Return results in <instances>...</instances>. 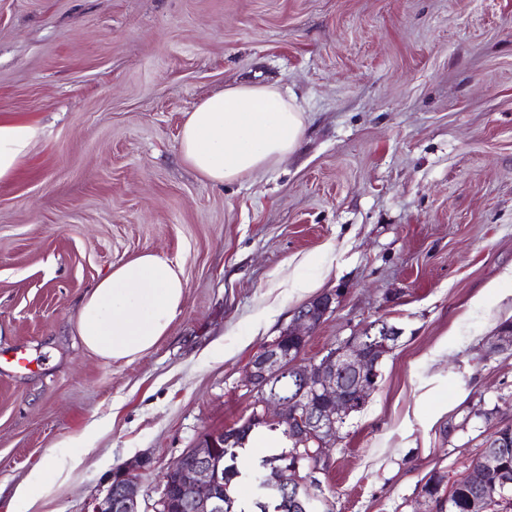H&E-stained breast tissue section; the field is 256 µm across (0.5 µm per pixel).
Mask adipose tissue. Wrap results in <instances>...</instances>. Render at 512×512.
Masks as SVG:
<instances>
[{
	"label": "adipose tissue",
	"instance_id": "obj_1",
	"mask_svg": "<svg viewBox=\"0 0 512 512\" xmlns=\"http://www.w3.org/2000/svg\"><path fill=\"white\" fill-rule=\"evenodd\" d=\"M304 131L303 114L276 85L235 84L203 99L187 113L180 135L184 161L221 185L273 167L293 153ZM33 125L0 119V181L10 179L30 154ZM179 265L151 252L113 267L82 297L79 334L105 359L135 357L164 336L183 307ZM79 455L48 457L41 470L17 483L11 500L30 512L47 489V472L77 467Z\"/></svg>",
	"mask_w": 512,
	"mask_h": 512
}]
</instances>
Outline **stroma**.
Returning a JSON list of instances; mask_svg holds the SVG:
<instances>
[{
	"instance_id": "35a3bbf8",
	"label": "stroma",
	"mask_w": 512,
	"mask_h": 512,
	"mask_svg": "<svg viewBox=\"0 0 512 512\" xmlns=\"http://www.w3.org/2000/svg\"><path fill=\"white\" fill-rule=\"evenodd\" d=\"M243 80L295 96L301 144L213 185L182 121ZM3 116L37 135L0 182V512L76 436L81 464L30 512H93L134 459L156 512L168 467L250 414L253 353L324 294L303 359L381 321L400 337L313 512H428L429 475L461 477L512 423V352L493 346L512 322V0H0ZM145 251L181 266L182 312L103 359L80 299ZM287 445L251 433L236 512Z\"/></svg>"
}]
</instances>
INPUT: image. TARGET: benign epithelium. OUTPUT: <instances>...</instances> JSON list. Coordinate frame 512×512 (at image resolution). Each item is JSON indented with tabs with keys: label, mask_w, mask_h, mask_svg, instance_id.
Masks as SVG:
<instances>
[{
	"label": "benign epithelium",
	"mask_w": 512,
	"mask_h": 512,
	"mask_svg": "<svg viewBox=\"0 0 512 512\" xmlns=\"http://www.w3.org/2000/svg\"><path fill=\"white\" fill-rule=\"evenodd\" d=\"M333 296L324 295L299 309L294 322L274 340L264 343L252 355L246 382L256 393V417L284 426L288 439L304 451L296 454L293 465L282 468L265 480L294 500L301 512L309 509V484L317 482L321 467L303 466L300 460L314 455L310 445L321 452L320 461L329 464L323 453L326 441L336 434L347 417L364 406L380 376L379 351L398 339V332L385 324L376 333L351 336L320 359L306 366L297 363L307 338L330 311ZM291 376L295 387L283 391V378ZM237 429L208 435L201 444L182 454L164 476L158 512H172V490L178 491L179 512H224V460L221 448L229 444ZM512 447V439L487 443L480 457L482 476H497L494 501H512V474L503 465V449ZM148 461H133L117 469L104 498L93 512H140L138 487ZM309 469L308 479L300 470Z\"/></svg>",
	"instance_id": "obj_1"
}]
</instances>
